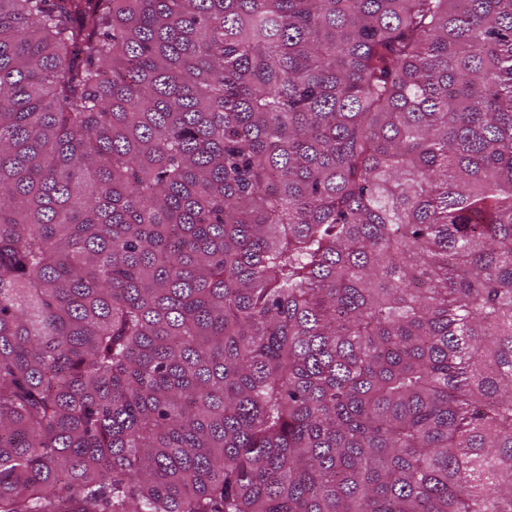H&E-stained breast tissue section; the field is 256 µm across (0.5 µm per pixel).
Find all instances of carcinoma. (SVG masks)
Segmentation results:
<instances>
[{
	"mask_svg": "<svg viewBox=\"0 0 512 512\" xmlns=\"http://www.w3.org/2000/svg\"><path fill=\"white\" fill-rule=\"evenodd\" d=\"M0 512H512V0H0Z\"/></svg>",
	"mask_w": 512,
	"mask_h": 512,
	"instance_id": "obj_1",
	"label": "carcinoma"
}]
</instances>
